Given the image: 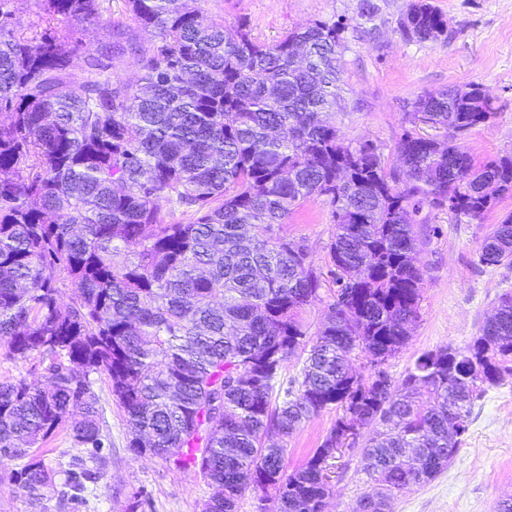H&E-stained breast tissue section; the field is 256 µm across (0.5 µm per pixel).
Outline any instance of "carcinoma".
I'll return each instance as SVG.
<instances>
[{
  "label": "carcinoma",
  "instance_id": "1",
  "mask_svg": "<svg viewBox=\"0 0 512 512\" xmlns=\"http://www.w3.org/2000/svg\"><path fill=\"white\" fill-rule=\"evenodd\" d=\"M0 0V342L46 362L47 387L0 382V462L28 459L17 492L37 508L64 476L61 501L82 498L83 469L55 472L31 456L60 428L91 455L102 448L93 374L127 417L128 448L197 469L211 494L201 512H238L259 487L262 512H322L325 465L350 418L373 435L364 472L379 488L353 512L434 479L457 455L473 403L512 374V295L464 347L417 357L400 386L354 376L358 351L386 364L419 318L422 279L411 254L421 209L480 220L512 195V154L473 163L454 138L407 132L400 179L367 142L336 130L341 28L319 21L274 43L208 18L187 0H126L146 34L139 75L105 74L97 52L71 54L101 18L100 0H34L41 31L16 28ZM401 30L448 37L431 0H410ZM308 48L298 64L294 47ZM406 118L464 132L494 112L484 87L418 96ZM321 198L335 224L336 290L312 336L299 319L320 275L306 246L274 227ZM190 212L169 224L160 202ZM479 261L512 264V215L479 245ZM68 300H62V294ZM302 379L272 402L298 349ZM337 418L306 462L286 469L287 436L325 410Z\"/></svg>",
  "mask_w": 512,
  "mask_h": 512
}]
</instances>
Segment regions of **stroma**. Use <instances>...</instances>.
Returning <instances> with one entry per match:
<instances>
[{"instance_id":"stroma-1","label":"stroma","mask_w":512,"mask_h":512,"mask_svg":"<svg viewBox=\"0 0 512 512\" xmlns=\"http://www.w3.org/2000/svg\"><path fill=\"white\" fill-rule=\"evenodd\" d=\"M434 3L448 20V36L419 42L404 37L400 29L408 0H196L206 16L225 27L247 21L252 36L265 43L317 21L343 26L338 92L345 109L336 115V128L344 142L370 143L391 164L407 131L454 137L478 165L512 153V0ZM101 6L112 24L91 30L72 65L83 67L89 53L107 46L109 73L135 80L138 66L131 46L146 36L125 0H101ZM471 82L483 85L492 102L494 115L488 122L456 135L405 122L408 105L418 96ZM511 214L512 196L496 201L478 223L454 218L444 208L424 207L423 221L414 227L420 241V316L406 345L386 364L393 383H401L421 353L469 343L494 315L500 296L512 292V266L482 264L478 252L483 237ZM278 232L303 242L325 274L317 298L301 314L308 332H316L334 289L326 275L335 233L330 208L322 199L309 201ZM94 391L105 476L88 487L75 512H201L211 493L203 476L158 457L134 456L127 448V417L105 377H96ZM335 420V411H324L285 437L287 466L302 465ZM35 454L56 470L76 464L86 451L63 430L41 443ZM373 486L360 454L337 456L325 512H352ZM507 499H512V375L477 401L473 422L448 468L429 483L396 494L391 512H495Z\"/></svg>"}]
</instances>
